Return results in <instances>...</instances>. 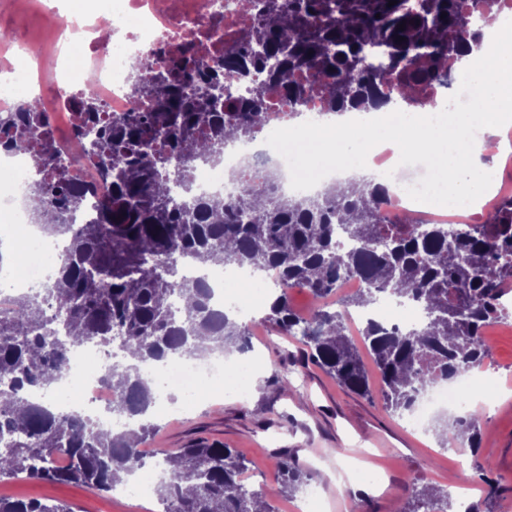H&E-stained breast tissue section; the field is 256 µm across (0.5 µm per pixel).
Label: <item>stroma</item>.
I'll use <instances>...</instances> for the list:
<instances>
[{
	"mask_svg": "<svg viewBox=\"0 0 512 512\" xmlns=\"http://www.w3.org/2000/svg\"><path fill=\"white\" fill-rule=\"evenodd\" d=\"M248 351L258 364L247 391L230 395L214 389L161 417L143 447L146 452L175 450L193 440L221 442L245 459L247 485L261 491L276 512H302L314 497L315 512H403L411 484L432 485L456 495L455 453L440 448L433 433L412 430L407 415L385 410L341 389L312 360L299 337L288 335L264 312H256ZM497 377L485 379L483 392L502 395L504 403L482 415V457L490 459L500 486L488 496L475 471L471 501L483 512H512V332L489 337ZM294 390L280 387L281 377ZM288 452L310 475L308 484L285 493L275 458ZM0 494L58 499L75 512H158L155 499L98 492L81 484L0 482Z\"/></svg>",
	"mask_w": 512,
	"mask_h": 512,
	"instance_id": "1",
	"label": "stroma"
}]
</instances>
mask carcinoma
<instances>
[{
    "label": "carcinoma",
    "instance_id": "carcinoma-1",
    "mask_svg": "<svg viewBox=\"0 0 512 512\" xmlns=\"http://www.w3.org/2000/svg\"><path fill=\"white\" fill-rule=\"evenodd\" d=\"M258 24L236 52L228 78H251L249 97L223 102L188 85L220 84L190 58L170 73H156L150 61L139 65L137 96L153 100L149 112H128L98 128H87L76 144L95 153L112 179V197L96 221L72 233L62 214L80 207L83 195L63 183L45 187L37 223L49 213L52 234H69L68 255L57 276L38 293L0 307V480L24 478L54 484L82 483L112 491L146 466L142 442L155 429L140 427L136 441L104 428L87 415L25 399L32 389H51L60 380L72 348L85 342L139 359L160 361L171 353L207 357L216 351L248 347L249 327L216 312L202 281H177L178 266L191 258L217 266L234 263L273 269L280 292L267 318L288 333L300 334L313 361L336 383L386 410L413 411L430 386L480 368L493 356L482 328L504 310L512 292V196L503 198L481 224L448 232L442 224H413L404 234L383 232L379 202L384 187L349 184L316 200L284 197L273 181L266 190H248L234 199L172 204L168 184L192 180L181 166L170 172L156 150L163 142L173 157H213L230 140H247L264 118L265 81L288 85L293 102H304L294 81L308 72L326 84L327 105L336 112L350 106L379 109L395 93L413 97L425 80L448 83L447 62L480 39L459 26L466 11H489L491 0H258ZM446 17H441L442 13ZM404 29H399L400 24ZM404 40H399V37ZM42 122L36 106L0 111V142L12 143L23 130ZM358 241L344 248L337 235ZM362 275L365 292L345 299L365 306L380 294L406 297L421 306L424 325L396 332L377 324L356 344L344 316L330 310L343 277ZM307 290L316 305L299 315L290 292ZM185 302L176 308L173 296ZM55 312L47 314V299ZM103 380L115 392L112 413L143 415L153 406L155 386L136 365L107 366ZM477 414L437 419L441 446L448 429L468 431L475 470L497 492L495 468L479 460L481 430ZM163 470L155 487L162 512H254L262 493L245 483L244 461L221 443L197 441L160 452ZM276 468L284 486L306 483L295 459L282 453ZM408 512H448V491L413 487ZM0 512H74L64 502L0 495Z\"/></svg>",
    "mask_w": 512,
    "mask_h": 512
}]
</instances>
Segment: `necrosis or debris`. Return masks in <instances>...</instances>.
<instances>
[{"label":"necrosis or debris","instance_id":"4bbe7bcc","mask_svg":"<svg viewBox=\"0 0 512 512\" xmlns=\"http://www.w3.org/2000/svg\"><path fill=\"white\" fill-rule=\"evenodd\" d=\"M258 9L257 0H114L111 11L80 14L60 9L56 0H9L8 14L33 13L43 22L40 35L12 34L0 39V52L7 55L5 74L25 76L31 87L29 98L37 102L45 123L24 133L17 146H0V213L13 218L7 226L10 237L35 242L39 255L36 271L18 267L13 280L0 286L1 298L46 288L67 257L66 243L46 234L33 218L41 187L63 179L82 191L81 207L66 216L67 223L76 227L93 223L100 203L112 195V182L103 176L96 157L74 150L76 135L89 119L83 101L97 104L103 123L133 110H148L149 98L134 96L131 90L140 59L149 58L155 70L164 71L189 49L202 68L223 69L231 51L254 26ZM298 80L305 88V101L299 106L284 84L267 82L266 118L251 137L258 150H242L217 164L195 162L199 174L192 193L175 184L170 191L172 199L181 202L189 195L229 198L245 187L259 190L272 172L277 174L282 192L297 188L315 192L318 178L333 175V168L320 167L314 179L303 176L298 156L284 143L297 137V120L307 114L314 117L307 142L316 143L320 132L317 118L328 112L327 91L324 83L309 73H301ZM46 144L51 147L52 162L29 166V159ZM380 211L386 228L394 232L409 224H435L442 219L451 225L457 222L453 210L444 204H429L421 190L413 195L387 193ZM344 315L360 335L372 321L404 327L424 319L419 307L387 298L378 300L369 311L345 308ZM111 359V352L90 343L70 354L63 374L70 399L101 411L100 421L107 428L122 423L121 418L106 414L114 394L98 375ZM471 394L467 381L451 388L430 387L414 413L416 424H426L435 413L467 403Z\"/></svg>","mask_w":512,"mask_h":512}]
</instances>
